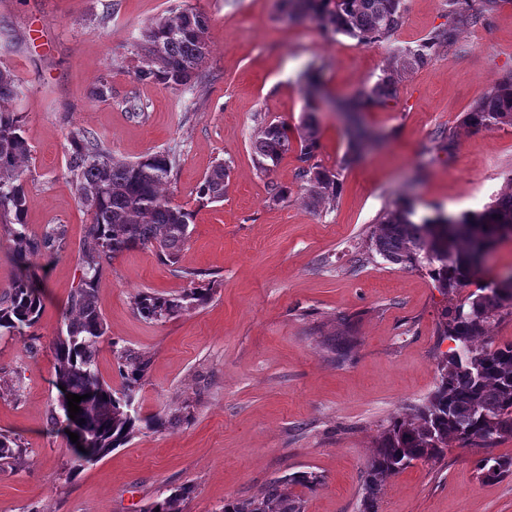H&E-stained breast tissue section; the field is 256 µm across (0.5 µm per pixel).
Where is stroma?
<instances>
[{"label": "stroma", "instance_id": "35a3bbf8", "mask_svg": "<svg viewBox=\"0 0 512 512\" xmlns=\"http://www.w3.org/2000/svg\"><path fill=\"white\" fill-rule=\"evenodd\" d=\"M183 0H0V65L14 70L31 146L26 164L28 230H68L61 254L34 259L45 309L34 332L0 336V434L25 450L0 469V512H144L177 486H194L180 512H221L270 482L310 472L292 486L304 512H360L367 462L389 420L422 404L438 383L437 325L450 303L512 270V238L498 242L482 272L454 297L421 270L382 258L361 260L363 241L383 211L405 198L416 218L480 212L512 176V127L473 131L465 112L512 72V0H499L483 24L460 28L455 46L406 72L396 99L367 107L363 122L383 133L354 167L341 171L335 200L312 208L288 152L259 173L252 138L271 121L298 125L306 106L303 73L318 67L317 161L335 168L348 148L336 102L371 87L398 49L444 23L446 0H406L402 27L362 44L324 34L308 17L291 21L281 0H190L208 19L211 55L203 99L185 87L134 77L143 26ZM23 35L11 38L12 31ZM107 100L88 91L100 78ZM82 128L126 160L163 151L180 158L170 192L193 210L191 236L177 263L153 248L116 257L99 279L106 334L101 380L119 387L113 347L151 358L136 407L141 416L183 412L179 428L143 431L80 473H72L63 431L49 423L57 399L53 344L64 330L78 251L90 221L67 174L68 133ZM454 133L453 153L436 152L438 130ZM230 166L223 201L197 190L216 161ZM286 188L280 202L271 186ZM216 279L203 307L162 320L133 305L142 291L178 294L191 273ZM348 335L345 362L331 339ZM484 449L452 444L444 459L388 477L378 512H512V475L481 480Z\"/></svg>", "mask_w": 512, "mask_h": 512}]
</instances>
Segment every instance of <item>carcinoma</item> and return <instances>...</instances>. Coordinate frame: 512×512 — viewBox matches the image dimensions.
<instances>
[{
  "label": "carcinoma",
  "instance_id": "obj_1",
  "mask_svg": "<svg viewBox=\"0 0 512 512\" xmlns=\"http://www.w3.org/2000/svg\"><path fill=\"white\" fill-rule=\"evenodd\" d=\"M475 0H446L447 22L426 38L399 51L403 67L389 66L368 90L352 100L363 108L397 96L403 73L429 64L454 43L459 27L477 25L483 11L498 0H480L483 10L471 9ZM288 19L311 16L334 34L362 42L388 39L401 27L406 0H285ZM210 53L207 18L189 6H180L152 19L141 31L137 54L140 65L134 76L141 82L166 87H187L200 93L199 77ZM307 112L291 129L283 121L259 126L252 140L259 168L277 163L297 145L298 160L304 163L299 177L309 204L316 208L336 200L340 172L360 158L363 143L373 138L357 116H351L350 145L331 171L315 162L320 146L319 128L312 117V101L319 86L318 69L306 75ZM19 85L12 70L0 67V228L13 242L16 273L8 291L0 296V335H27L40 320L43 301L30 270L32 260L54 256L64 249L67 228L48 224L38 236L28 231L26 217L29 196L25 162L30 145L24 135V116L14 106ZM472 130L512 126V74L502 78L463 119ZM67 170L76 184L80 203L91 214L85 225L84 242L78 252L81 277L68 298L69 316L65 333L54 344V387L65 429L78 434L71 444L72 472L93 465L112 450L128 443L143 430L174 429L187 421L182 413L157 414L143 418L132 409L150 366L145 352L116 351L121 392L100 380L96 363L104 319L97 304V284L104 270L119 254L136 247H153L160 257L174 264L191 234L193 214L173 201L167 191L179 159L175 153H150L131 162L114 156L104 143L75 127L69 132ZM432 149L449 152L454 134L436 132ZM229 185V166L219 161L204 176L198 194L206 201L220 202ZM407 201L394 204L381 215L365 245L369 257L377 254L403 268L426 272L445 294L452 295L468 283L486 250L497 240L512 236V193L499 196L481 212L444 219L436 216L417 223ZM214 289L187 288L177 295L142 291L135 296L138 314L149 321L177 317L206 305ZM512 314V275L495 287L472 294L468 304L444 310L438 325L440 340L450 339L456 347L442 354L438 362L439 383L426 402L417 408L416 419L394 417L375 444L368 461L369 479L361 500V512H378V494L383 478L399 474L421 459L439 461L454 442H476L493 448L512 438V341L475 343L487 333L490 323ZM89 395L81 401V412L70 418L66 394ZM85 422H80V419ZM84 450H79L78 446ZM24 450L0 435V467L21 464ZM480 477L494 481L512 474V457L490 456L479 461ZM318 477L312 473L275 480L257 496L224 504L222 512H303L299 497L290 485L312 487ZM182 485L154 500L146 512H178L177 504L193 494Z\"/></svg>",
  "mask_w": 512,
  "mask_h": 512
}]
</instances>
